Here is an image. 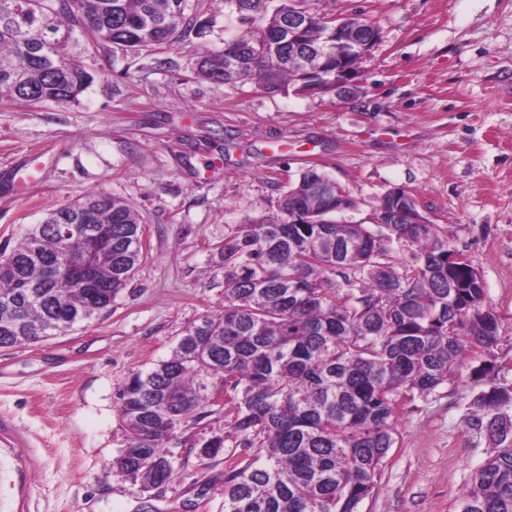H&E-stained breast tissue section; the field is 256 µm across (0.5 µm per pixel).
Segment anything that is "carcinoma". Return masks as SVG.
<instances>
[{
	"mask_svg": "<svg viewBox=\"0 0 512 512\" xmlns=\"http://www.w3.org/2000/svg\"><path fill=\"white\" fill-rule=\"evenodd\" d=\"M208 2L0 0V92L26 107L75 101L94 79L81 57L201 38L214 23ZM235 2L224 0V16L242 30L198 56L194 78L302 91L287 21L303 0H251L247 21ZM328 19L313 15L306 42L324 43ZM324 176L307 168L275 219L224 238L223 312L190 326L169 358L132 373L119 397L123 471L143 494L169 483L167 427L210 415V389L222 381L230 419L202 452L217 455L229 438L251 449L224 458V512H359L395 443L402 400L453 384L466 352L479 348L486 360L471 375L489 385L473 395L468 424L486 432L492 451L458 512H512V382L492 376L498 318L480 275L451 260L438 225L399 224L385 204L376 233L336 223V199L312 193ZM298 213L315 223H295ZM52 224L112 227V251L92 268L103 299L90 304L73 278L41 274L59 249ZM140 227L132 205L101 191L54 210L17 245L1 244L0 348L111 311L142 260Z\"/></svg>",
	"mask_w": 512,
	"mask_h": 512,
	"instance_id": "1",
	"label": "carcinoma"
}]
</instances>
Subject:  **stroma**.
<instances>
[{"label": "stroma", "mask_w": 512, "mask_h": 512, "mask_svg": "<svg viewBox=\"0 0 512 512\" xmlns=\"http://www.w3.org/2000/svg\"><path fill=\"white\" fill-rule=\"evenodd\" d=\"M380 32L359 92L267 94L191 79L222 48L224 0L202 38L136 59L108 53L76 102L36 108L0 98V243L85 195L132 204L144 258L111 312L43 341L0 348V512H141L111 472L125 446L119 394L131 373L166 359L187 327L224 306V238L276 215L310 166L357 203L343 222L374 227L388 192L405 190L480 274L499 318L495 363L512 381V0H307ZM40 167L28 189L9 172ZM469 375L403 401L377 492L360 512H457L491 447L467 423ZM224 414L178 430L175 475L154 512H223Z\"/></svg>", "instance_id": "stroma-1"}]
</instances>
